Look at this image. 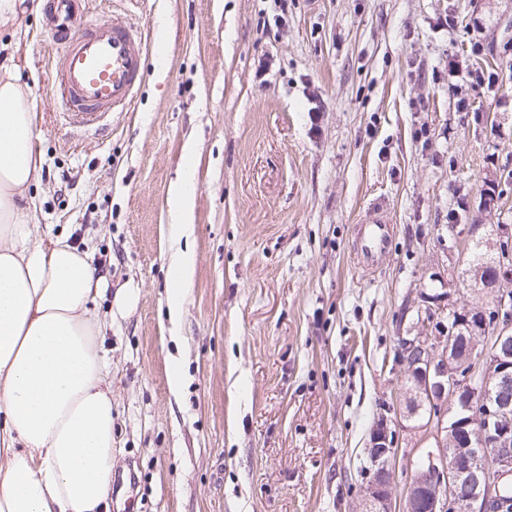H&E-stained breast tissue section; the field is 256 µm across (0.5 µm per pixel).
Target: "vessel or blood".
Masks as SVG:
<instances>
[{
  "label": "vessel or blood",
  "instance_id": "b4317fda",
  "mask_svg": "<svg viewBox=\"0 0 512 512\" xmlns=\"http://www.w3.org/2000/svg\"><path fill=\"white\" fill-rule=\"evenodd\" d=\"M53 87L65 126L104 130L113 114L130 111L145 72L148 34L132 24L99 17L74 24L82 0H49ZM391 223L378 208L357 226L354 258L362 272L378 267L393 242Z\"/></svg>",
  "mask_w": 512,
  "mask_h": 512
}]
</instances>
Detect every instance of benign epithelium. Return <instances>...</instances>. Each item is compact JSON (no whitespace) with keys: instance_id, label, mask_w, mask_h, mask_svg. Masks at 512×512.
Returning a JSON list of instances; mask_svg holds the SVG:
<instances>
[{"instance_id":"benign-epithelium-1","label":"benign epithelium","mask_w":512,"mask_h":512,"mask_svg":"<svg viewBox=\"0 0 512 512\" xmlns=\"http://www.w3.org/2000/svg\"><path fill=\"white\" fill-rule=\"evenodd\" d=\"M448 241L469 242L470 225L446 226ZM483 289L489 299L458 305L455 271L448 270V304L437 302L419 318L422 329L399 337L397 361L408 417L424 411L422 426L435 446L424 450L403 496V512H492L502 504L499 485L512 478V225L496 224ZM465 340L463 355L455 341ZM412 427L381 415L371 434L360 512H395L393 459L399 432ZM496 451H478L485 438Z\"/></svg>"}]
</instances>
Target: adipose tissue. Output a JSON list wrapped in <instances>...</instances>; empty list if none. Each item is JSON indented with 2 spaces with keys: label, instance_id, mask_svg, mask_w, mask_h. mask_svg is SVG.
Returning a JSON list of instances; mask_svg holds the SVG:
<instances>
[{
  "label": "adipose tissue",
  "instance_id": "ef3b65f1",
  "mask_svg": "<svg viewBox=\"0 0 512 512\" xmlns=\"http://www.w3.org/2000/svg\"><path fill=\"white\" fill-rule=\"evenodd\" d=\"M35 104L0 63V512H107L112 363L89 252L34 234L22 208L43 159Z\"/></svg>",
  "mask_w": 512,
  "mask_h": 512
}]
</instances>
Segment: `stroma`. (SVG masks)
<instances>
[{"instance_id":"35a3bbf8","label":"stroma","mask_w":512,"mask_h":512,"mask_svg":"<svg viewBox=\"0 0 512 512\" xmlns=\"http://www.w3.org/2000/svg\"><path fill=\"white\" fill-rule=\"evenodd\" d=\"M88 0L76 24L149 35L131 112L96 137L63 128L45 14L0 28L36 101L43 157L26 223L90 249L111 288L110 512H355L399 336L460 253L440 226L512 224V0ZM195 186L193 277L169 316V196ZM499 207L479 211L489 181ZM390 256L350 251L372 204ZM181 386L172 389L173 376ZM429 431L403 434L394 496Z\"/></svg>"}]
</instances>
